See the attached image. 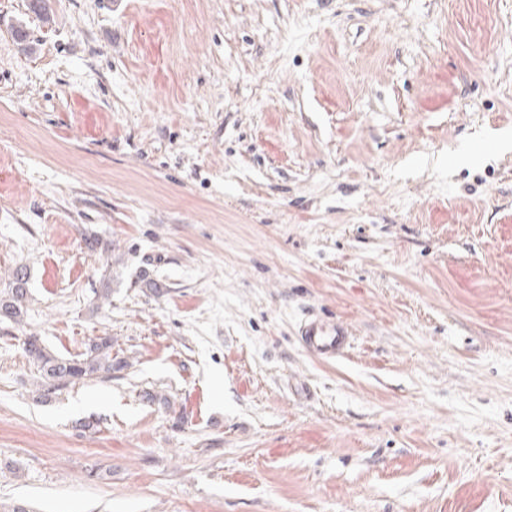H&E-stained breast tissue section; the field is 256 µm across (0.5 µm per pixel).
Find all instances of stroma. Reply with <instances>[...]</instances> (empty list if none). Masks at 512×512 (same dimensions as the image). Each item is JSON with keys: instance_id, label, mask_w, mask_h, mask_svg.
Here are the masks:
<instances>
[{"instance_id": "obj_1", "label": "stroma", "mask_w": 512, "mask_h": 512, "mask_svg": "<svg viewBox=\"0 0 512 512\" xmlns=\"http://www.w3.org/2000/svg\"><path fill=\"white\" fill-rule=\"evenodd\" d=\"M502 133L512 0H0V512H512ZM26 279V272L21 268L16 269L9 288L0 292V324L18 325L21 323L28 293ZM300 329L306 349L321 359L343 355L349 345V329L339 320L331 323L311 319ZM24 350L37 363L41 387L47 394L88 376L100 374L104 378H111L112 370L120 368L123 363L121 360L112 362V340L109 337L101 338L82 358L55 356L46 351L37 336L26 338Z\"/></svg>"}]
</instances>
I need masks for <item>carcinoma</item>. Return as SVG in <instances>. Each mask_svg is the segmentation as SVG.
I'll return each mask as SVG.
<instances>
[{
    "instance_id": "cac0c4a2",
    "label": "carcinoma",
    "mask_w": 512,
    "mask_h": 512,
    "mask_svg": "<svg viewBox=\"0 0 512 512\" xmlns=\"http://www.w3.org/2000/svg\"><path fill=\"white\" fill-rule=\"evenodd\" d=\"M26 285V272L21 268L15 270L9 288L0 292V324L21 323L28 293ZM24 350L37 363L41 387L47 394L92 375L110 379L112 371L122 364L120 360H112V340L108 337L100 339L82 358L55 356L46 351L37 336L26 338Z\"/></svg>"
}]
</instances>
